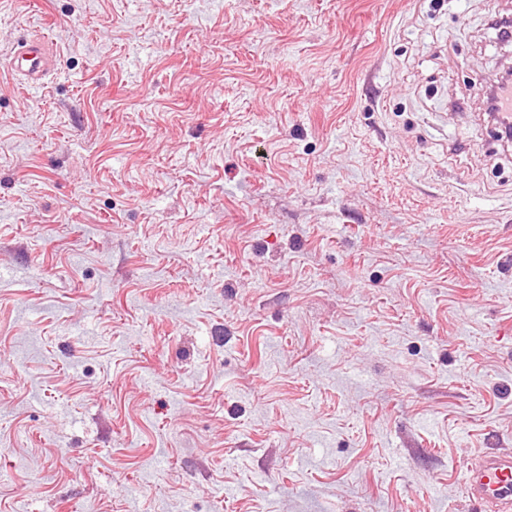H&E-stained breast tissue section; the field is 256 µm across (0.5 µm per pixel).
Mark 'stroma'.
<instances>
[{
	"mask_svg": "<svg viewBox=\"0 0 512 512\" xmlns=\"http://www.w3.org/2000/svg\"><path fill=\"white\" fill-rule=\"evenodd\" d=\"M512 0H0V512H476L512 449ZM10 55L14 62L8 65L7 72L31 84L43 82L54 65L50 41L45 36L17 41ZM464 488L479 512H511L512 450L486 448L467 465Z\"/></svg>",
	"mask_w": 512,
	"mask_h": 512,
	"instance_id": "35a3bbf8",
	"label": "stroma"
}]
</instances>
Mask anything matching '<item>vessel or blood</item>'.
Listing matches in <instances>:
<instances>
[{
    "instance_id": "b4317fda",
    "label": "vessel or blood",
    "mask_w": 512,
    "mask_h": 512,
    "mask_svg": "<svg viewBox=\"0 0 512 512\" xmlns=\"http://www.w3.org/2000/svg\"><path fill=\"white\" fill-rule=\"evenodd\" d=\"M10 75L31 84L43 82L54 65L47 38H24L12 47ZM464 488L480 512H512V450L485 449L464 472Z\"/></svg>"
}]
</instances>
